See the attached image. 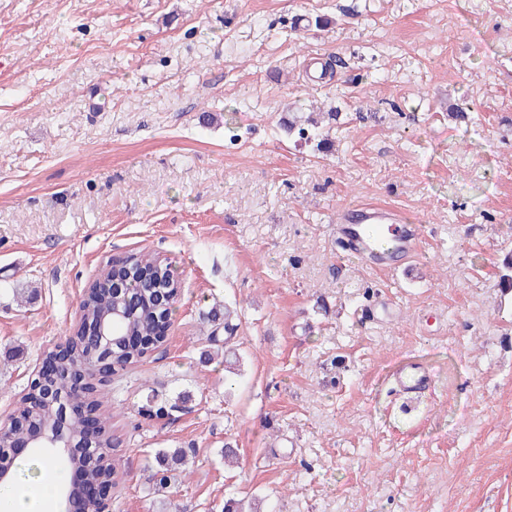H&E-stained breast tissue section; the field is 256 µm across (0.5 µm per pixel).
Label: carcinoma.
<instances>
[{
    "label": "carcinoma",
    "instance_id": "1",
    "mask_svg": "<svg viewBox=\"0 0 512 512\" xmlns=\"http://www.w3.org/2000/svg\"><path fill=\"white\" fill-rule=\"evenodd\" d=\"M288 133L300 140L310 141L322 134L321 122L308 118L302 122L291 121ZM100 277L118 285V290L110 293L97 284L85 289L80 302L82 324L98 323L109 316L114 304L127 309V318L116 328L119 334L143 337L152 340L157 349L164 343L161 327L164 319L172 314L180 294V285L174 277L171 263L151 252L131 253L123 258L108 261L100 270ZM234 310L229 305L224 308L213 307L207 312V323L211 326L209 339L214 341L219 331H224V346L234 339L236 326L232 320ZM69 351L68 359L59 361V372L38 383V390H51L65 401L72 400L95 413L98 423V444L105 449L112 448V427L109 418L100 412L101 403L97 398V386L91 384L80 392H75L73 381L90 372L100 370L103 346L93 337L86 335L84 329H73L65 339ZM148 350L139 346H112L110 364L116 373L139 362ZM34 415L48 434L59 428V407L42 406L35 408L29 402V394L20 397V416ZM156 461L160 470L153 474V482L166 486L175 480L177 472L185 466L187 455L180 448L160 450ZM72 467L80 469L86 479L99 484L113 483L117 478L115 464L108 453L94 460L83 454H75L68 461Z\"/></svg>",
    "mask_w": 512,
    "mask_h": 512
}]
</instances>
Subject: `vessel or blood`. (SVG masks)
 Returning <instances> with one entry per match:
<instances>
[{
    "mask_svg": "<svg viewBox=\"0 0 512 512\" xmlns=\"http://www.w3.org/2000/svg\"><path fill=\"white\" fill-rule=\"evenodd\" d=\"M336 233L347 250L369 262L387 266L392 255L408 257L419 249V227L403 223L394 210L363 204L342 210L336 215ZM429 379L428 373L416 363H408L395 375L396 383L405 391L420 389Z\"/></svg>",
    "mask_w": 512,
    "mask_h": 512,
    "instance_id": "vessel-or-blood-1",
    "label": "vessel or blood"
}]
</instances>
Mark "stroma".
Segmentation results:
<instances>
[{
  "mask_svg": "<svg viewBox=\"0 0 512 512\" xmlns=\"http://www.w3.org/2000/svg\"><path fill=\"white\" fill-rule=\"evenodd\" d=\"M329 106L327 145L288 137ZM358 203L420 224L403 270L339 247ZM138 251L181 294L100 387L109 512H222L232 487L260 512H512V0H0V426ZM162 448L188 474L158 494ZM235 316L234 310L224 303V310L216 307H212L207 312V323L211 326L209 339L210 341H216L218 332L222 329L224 331V355L229 349V343L235 338L233 332L236 329V325H233L232 320ZM427 381L429 374L417 363H407L395 374V382L407 392H417Z\"/></svg>",
  "mask_w": 512,
  "mask_h": 512,
  "instance_id": "obj_1",
  "label": "stroma"
}]
</instances>
